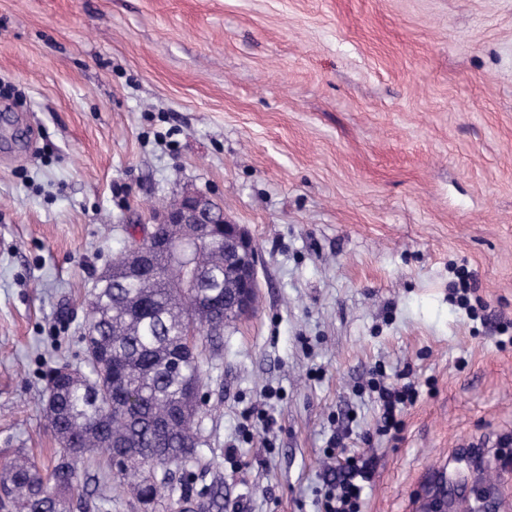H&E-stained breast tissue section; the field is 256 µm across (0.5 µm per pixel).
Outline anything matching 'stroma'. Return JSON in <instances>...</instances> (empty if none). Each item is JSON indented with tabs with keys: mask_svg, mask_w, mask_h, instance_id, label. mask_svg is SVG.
Returning <instances> with one entry per match:
<instances>
[{
	"mask_svg": "<svg viewBox=\"0 0 512 512\" xmlns=\"http://www.w3.org/2000/svg\"><path fill=\"white\" fill-rule=\"evenodd\" d=\"M3 86L0 462L51 467L46 372L82 364L126 225L196 190L260 284L206 370L196 487L321 512L345 431L375 455L362 512H512V0H0ZM377 367L419 392L394 439ZM453 290L456 303L460 307L466 309L470 314H474L476 307L472 301L478 306L481 304L480 296L476 295L477 288L474 282H469L466 279L458 278V283L454 285Z\"/></svg>",
	"mask_w": 512,
	"mask_h": 512,
	"instance_id": "35a3bbf8",
	"label": "stroma"
}]
</instances>
